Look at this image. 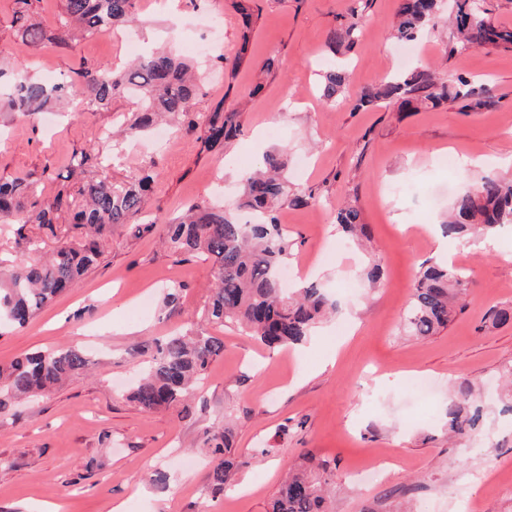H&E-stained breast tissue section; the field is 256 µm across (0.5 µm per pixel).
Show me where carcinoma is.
Instances as JSON below:
<instances>
[{"mask_svg": "<svg viewBox=\"0 0 512 512\" xmlns=\"http://www.w3.org/2000/svg\"><path fill=\"white\" fill-rule=\"evenodd\" d=\"M36 0H14L10 26L32 46H69L74 31L113 33L139 21L138 0H63L64 6L53 30L28 22ZM441 0H401L393 37L414 41L436 17ZM481 0H454L449 17L457 40L451 54L473 47L512 49V29L497 27L481 18ZM361 8L350 9L347 22L328 34L331 48L351 42L361 29ZM198 67L184 60L175 48L152 50L121 67L71 69L53 83L40 80L19 65L0 69V112L33 114L63 102L81 116L97 112L117 96L137 100L139 109L122 123L115 136H133L145 131L160 116H173L191 129L198 154L224 149L240 129L239 112L221 107L198 112L203 98ZM323 96L333 101L346 85L345 69L329 66L320 71ZM465 102L464 108L480 111L490 106L488 90L473 86L465 76L448 85L434 70L415 67L393 80L365 88L359 106L413 100L431 108L448 101V94ZM95 164H89V161ZM89 178L76 190L66 184L43 198L28 177L0 180V223L51 226L64 215L79 230L78 240L62 242L38 258L13 259L8 272L0 270V329L23 328L40 311L71 288L101 255V237L114 224H133L135 232L159 223L141 218L144 195L157 177L151 168L118 180L114 164L93 159L85 151L73 156L71 167L85 170ZM313 193L292 190L288 185V147L264 156V169L241 179L240 206L250 210L252 221L241 223L223 207L207 200L190 205L176 219L165 223L164 241L177 255L200 254L214 261L216 287L204 309L208 322L241 329L268 346L297 344L309 336L322 319L336 314L338 304L324 289L311 283L288 291L280 276L295 242L280 222V211L302 206ZM451 216L440 225L452 238L471 234L486 236L512 226V179L486 173L456 194ZM340 227L350 234H366L360 210L341 207L336 215ZM472 282L454 266L429 264L415 276L412 297L402 328L409 336L426 338L448 326L452 316L466 306ZM224 354V341L203 332L169 336L156 346L144 376L130 390V398L143 410L173 409L181 404L193 384L201 381L210 363ZM88 366L84 353L72 346H58L15 358L0 371V393L17 399L50 391ZM474 382L459 380L456 394L448 398L445 413L448 432L464 437L481 429L485 407L472 399ZM207 444L215 456L207 486L214 493L235 489L238 461L233 452L230 428H212ZM333 474L327 464L306 451L288 465V473L266 512H333Z\"/></svg>", "mask_w": 512, "mask_h": 512, "instance_id": "carcinoma-1", "label": "carcinoma"}]
</instances>
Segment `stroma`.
<instances>
[{
  "label": "stroma",
  "mask_w": 512,
  "mask_h": 512,
  "mask_svg": "<svg viewBox=\"0 0 512 512\" xmlns=\"http://www.w3.org/2000/svg\"><path fill=\"white\" fill-rule=\"evenodd\" d=\"M352 0H139L140 38L175 23L177 49L209 36L219 20L206 95L197 106L238 108L241 132L224 150L198 155L197 133L184 126L120 141L105 133L134 111L117 97L108 109L73 116L37 112L0 115V177L31 176L50 196L69 178L70 158L87 147L102 155L120 149L117 178L154 166L146 215L167 220L194 202L234 208L240 176L265 151L287 146L292 181L313 190L308 205L281 212L295 240L288 267L318 283L340 303L331 321L297 346L269 350L243 332L201 319L213 287L211 261L176 256L158 232L112 228L95 268L26 328L0 332V369L18 356L57 346L82 349L86 371L48 395L13 401L0 410V512H265L289 462L304 451L330 462L336 512H402L429 501L434 512H459L460 493L477 512H512V419L500 397L488 399L490 437L449 440L445 405L466 376L485 384L512 364V325L490 327L489 312L512 304V231L492 248L448 242L449 264L472 281L465 309L435 335L414 339L400 330L420 266L435 261L434 236L453 191L466 177L500 171L512 155V52L473 48L449 54L455 33L439 19L423 34L414 57L390 37L400 0H368L351 48L332 52L331 29L344 23ZM12 0H0V66L25 65L38 77L77 64L122 65L124 36L91 34L64 50L32 47L10 26ZM250 12L251 27L242 14ZM249 43H242V33ZM245 57H238V50ZM426 62L447 81L469 77L488 89L492 106L471 112L461 101L438 108L399 103L358 108L365 87ZM344 62L351 74L335 102H326L317 76L324 63ZM51 176H43V168ZM356 204L368 239L357 244L336 228L339 206ZM67 224L48 230L0 224V255L28 254L29 240L52 250ZM383 268L375 291L347 286L369 261ZM184 289L173 306L164 288ZM218 336L224 353L201 386L175 409L147 412L125 395L149 357L145 346L189 324ZM415 375L433 379L429 395ZM230 425L244 466L239 492L207 493L211 467L206 438ZM384 456L380 479L358 485L353 475Z\"/></svg>",
  "instance_id": "35a3bbf8"
}]
</instances>
